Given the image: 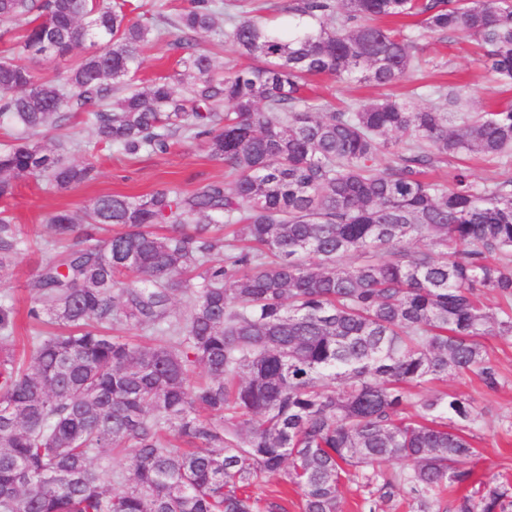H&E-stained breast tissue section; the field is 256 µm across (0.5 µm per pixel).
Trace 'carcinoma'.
<instances>
[{"label":"carcinoma","mask_w":512,"mask_h":512,"mask_svg":"<svg viewBox=\"0 0 512 512\" xmlns=\"http://www.w3.org/2000/svg\"><path fill=\"white\" fill-rule=\"evenodd\" d=\"M128 0H0V199L21 178L59 190L97 167L34 142L89 104L98 143L165 151L179 133L233 174L184 192L102 195L47 223L69 243L32 283L28 317L57 333L13 349V307L0 303V512H288L266 479L292 486L300 512H341L355 480L364 503L403 493L413 512L472 480L478 418L469 401L413 389L499 373L482 338L512 336V175L448 182V156L512 164V102L462 111L443 87L356 100L308 94L328 76L380 87L420 67L417 41L461 34L512 83V0H290L291 31H271L248 0H189L175 16L129 17ZM224 18V26L217 24ZM414 17L418 33L381 20ZM212 33L255 61L218 75L197 36ZM173 37L179 69L139 86L147 45ZM78 65L38 80L25 57ZM392 151L393 164L379 168ZM22 241L0 215V263ZM188 302L172 317L178 298ZM152 331L151 344L112 331ZM202 369L205 379L193 381ZM129 463L106 464L116 453ZM404 460L388 473L381 465ZM454 512H509L480 482Z\"/></svg>","instance_id":"obj_1"}]
</instances>
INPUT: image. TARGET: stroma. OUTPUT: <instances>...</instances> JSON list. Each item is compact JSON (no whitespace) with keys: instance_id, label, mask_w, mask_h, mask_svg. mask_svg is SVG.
Returning <instances> with one entry per match:
<instances>
[{"instance_id":"stroma-1","label":"stroma","mask_w":512,"mask_h":512,"mask_svg":"<svg viewBox=\"0 0 512 512\" xmlns=\"http://www.w3.org/2000/svg\"><path fill=\"white\" fill-rule=\"evenodd\" d=\"M419 46L425 63L408 75L401 84L402 89L459 87L472 112L486 109L503 96L512 99V89L500 93L469 39L428 35L420 39ZM312 90L336 104L373 99L382 93L380 87L369 83H337L322 77L314 78ZM38 139L45 144L60 142V152L68 160H92L97 166V176L91 182L64 191L23 179L18 181L12 198L0 200V210H8L13 216L16 229L26 242L24 250L9 256L5 270H0V298L15 307V334L21 340L38 329L37 323L27 316L34 302L29 284L39 266L58 252L47 224L51 213L63 208L82 210L105 194L144 195L165 187L189 191L225 176L222 162L210 158L198 141L183 136L174 138L167 152L126 156L99 144L93 126L85 119L74 118L67 127L48 129ZM483 343L500 375L497 390H487L472 373L449 374L444 387L468 399L479 417L478 453L470 463L477 478L512 487V338L487 336Z\"/></svg>"}]
</instances>
